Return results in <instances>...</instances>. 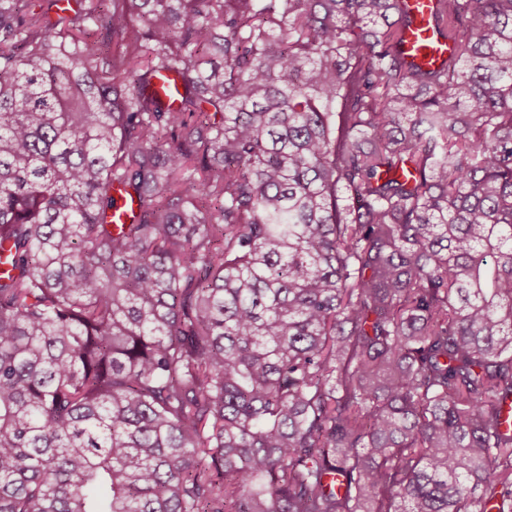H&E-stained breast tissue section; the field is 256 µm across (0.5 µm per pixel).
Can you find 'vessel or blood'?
I'll return each mask as SVG.
<instances>
[{
    "label": "vessel or blood",
    "mask_w": 512,
    "mask_h": 512,
    "mask_svg": "<svg viewBox=\"0 0 512 512\" xmlns=\"http://www.w3.org/2000/svg\"><path fill=\"white\" fill-rule=\"evenodd\" d=\"M413 23L405 33L403 55L414 67L434 69L447 63L452 51L448 40L442 39L434 29L433 15L437 0H403Z\"/></svg>",
    "instance_id": "vessel-or-blood-1"
}]
</instances>
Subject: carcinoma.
Masks as SVG:
<instances>
[{"label":"carcinoma","instance_id":"1","mask_svg":"<svg viewBox=\"0 0 512 512\" xmlns=\"http://www.w3.org/2000/svg\"><path fill=\"white\" fill-rule=\"evenodd\" d=\"M60 2L0 0V512H512V0L425 71L403 0Z\"/></svg>","mask_w":512,"mask_h":512}]
</instances>
